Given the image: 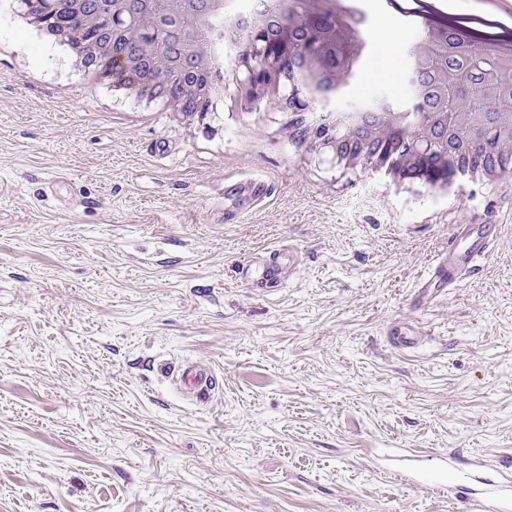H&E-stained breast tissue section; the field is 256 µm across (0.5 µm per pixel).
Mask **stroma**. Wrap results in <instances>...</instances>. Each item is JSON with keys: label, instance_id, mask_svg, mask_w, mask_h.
<instances>
[{"label": "stroma", "instance_id": "stroma-1", "mask_svg": "<svg viewBox=\"0 0 512 512\" xmlns=\"http://www.w3.org/2000/svg\"><path fill=\"white\" fill-rule=\"evenodd\" d=\"M420 38L332 110L407 104ZM235 55L188 128L66 50L0 44V512H465L452 478L384 465L415 448L512 468V193L340 168L290 139L287 87L252 101ZM246 179L273 192L239 212ZM460 224L499 225L490 258L418 304ZM282 244L299 264L259 296L236 270ZM397 321L421 324L415 353L388 343ZM187 362L219 389L181 394Z\"/></svg>", "mask_w": 512, "mask_h": 512}]
</instances>
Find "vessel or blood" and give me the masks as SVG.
<instances>
[{
	"instance_id": "1",
	"label": "vessel or blood",
	"mask_w": 512,
	"mask_h": 512,
	"mask_svg": "<svg viewBox=\"0 0 512 512\" xmlns=\"http://www.w3.org/2000/svg\"><path fill=\"white\" fill-rule=\"evenodd\" d=\"M497 234L493 224H461L456 235L449 240L446 252L438 254L430 268L421 276L414 292L420 297L446 294L464 277L479 269L492 250ZM298 257L295 247L271 249L256 261L238 266L239 278L253 281L261 294H276L283 282V275L292 268ZM389 342L403 352L414 351L421 343L419 336L408 327L394 325L388 331ZM175 383L188 395L202 397L215 387L211 370L184 364L175 375ZM429 468L435 477L454 473L457 489L463 495L468 512H512V480L507 477L489 476L475 478L478 466L475 458L459 459L456 453L429 457Z\"/></svg>"
}]
</instances>
